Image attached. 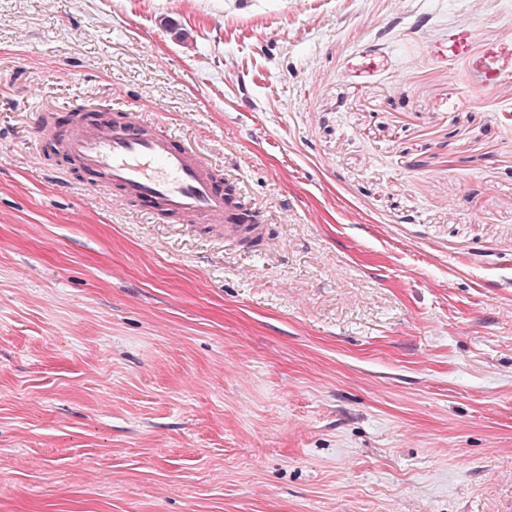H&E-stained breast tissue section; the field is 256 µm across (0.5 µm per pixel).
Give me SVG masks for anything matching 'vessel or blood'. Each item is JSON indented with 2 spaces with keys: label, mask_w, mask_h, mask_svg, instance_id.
Segmentation results:
<instances>
[{
  "label": "vessel or blood",
  "mask_w": 512,
  "mask_h": 512,
  "mask_svg": "<svg viewBox=\"0 0 512 512\" xmlns=\"http://www.w3.org/2000/svg\"><path fill=\"white\" fill-rule=\"evenodd\" d=\"M55 145L90 189L117 191L128 205L162 219L212 225L228 241L249 230L237 201L201 156L133 114L74 122Z\"/></svg>",
  "instance_id": "vessel-or-blood-1"
}]
</instances>
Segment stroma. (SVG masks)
I'll use <instances>...</instances> for the list:
<instances>
[{"label":"stroma","mask_w":512,"mask_h":512,"mask_svg":"<svg viewBox=\"0 0 512 512\" xmlns=\"http://www.w3.org/2000/svg\"><path fill=\"white\" fill-rule=\"evenodd\" d=\"M78 109L264 248L86 190ZM0 512H512V0H0Z\"/></svg>","instance_id":"35a3bbf8"}]
</instances>
